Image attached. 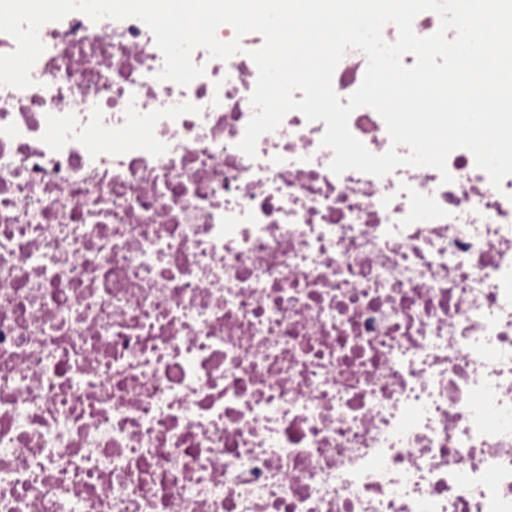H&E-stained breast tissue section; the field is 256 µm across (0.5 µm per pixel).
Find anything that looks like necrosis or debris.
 I'll use <instances>...</instances> for the list:
<instances>
[{
	"instance_id": "obj_1",
	"label": "necrosis or debris",
	"mask_w": 512,
	"mask_h": 512,
	"mask_svg": "<svg viewBox=\"0 0 512 512\" xmlns=\"http://www.w3.org/2000/svg\"><path fill=\"white\" fill-rule=\"evenodd\" d=\"M39 37L0 87V512H512V176H338L297 111L249 158L246 38L181 86L138 19Z\"/></svg>"
}]
</instances>
